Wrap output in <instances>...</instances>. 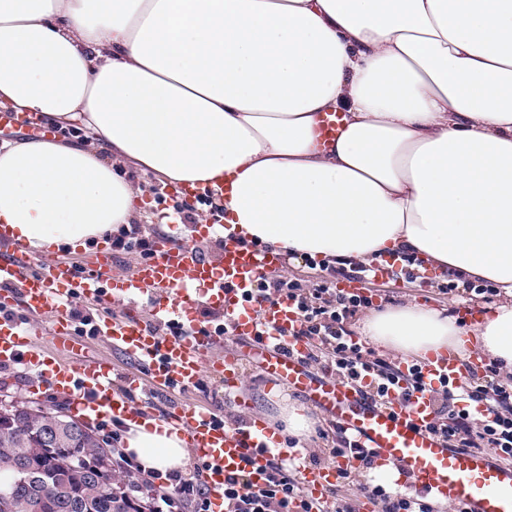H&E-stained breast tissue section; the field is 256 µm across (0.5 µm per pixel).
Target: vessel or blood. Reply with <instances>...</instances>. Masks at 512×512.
Here are the masks:
<instances>
[{
    "instance_id": "b4317fda",
    "label": "vessel or blood",
    "mask_w": 512,
    "mask_h": 512,
    "mask_svg": "<svg viewBox=\"0 0 512 512\" xmlns=\"http://www.w3.org/2000/svg\"><path fill=\"white\" fill-rule=\"evenodd\" d=\"M342 126L340 113L322 118L317 138L329 146ZM157 256L139 264L130 277L110 276L111 252H102L97 273L82 277L66 263L41 271L23 244H15L10 259L0 260V309L19 307L26 314L53 312L52 334L71 335L67 306L74 297L109 303L138 297L152 304V323L134 316L107 315L97 320L101 337L113 349L143 364L153 389L172 386L193 390L202 376L214 377L225 387H236L238 358L216 353L218 337L201 333L196 319L199 301L228 317L233 338L248 341L263 357L264 373L306 397L335 418L360 445L374 449L380 464H395L404 487L425 491L467 512H512V464L493 462L489 455L445 448L428 429L432 421L429 396L414 399L411 408H388L367 398L358 387L332 378H312L301 356L305 341L292 334L298 316L288 299L262 306V316L243 306V299L259 273L276 268L281 258L274 252L244 248L229 241L217 258L202 257L196 245L172 248L157 242ZM179 319L182 335L163 336L154 325ZM20 363L35 371L43 385L69 395L76 409L96 418L119 417L136 421L144 409L133 406L118 389L112 369L97 362H71L48 356L33 331L0 316V364ZM459 357L443 353L427 360L429 379L459 377ZM168 423L183 427L194 456L206 465L204 480L213 512H224V480L246 472L250 481L265 484L264 465L278 452L281 441L264 422L251 420L245 432L215 425L210 411L180 406L167 416ZM349 461L337 458L328 465L301 472L313 497L324 496Z\"/></svg>"
}]
</instances>
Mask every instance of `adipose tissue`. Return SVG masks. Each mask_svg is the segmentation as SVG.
<instances>
[{
  "label": "adipose tissue",
  "instance_id": "1",
  "mask_svg": "<svg viewBox=\"0 0 512 512\" xmlns=\"http://www.w3.org/2000/svg\"><path fill=\"white\" fill-rule=\"evenodd\" d=\"M0 107L88 136L0 144V223L32 252L142 219L132 165L218 190L225 224L286 253L497 285L471 328L410 302L355 331L512 372V0H0ZM122 444L155 472L187 453L150 419ZM342 126V116L340 113L327 112L322 117L321 124L318 128V142L323 147H328L330 142L336 139Z\"/></svg>",
  "mask_w": 512,
  "mask_h": 512
}]
</instances>
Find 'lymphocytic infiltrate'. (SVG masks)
<instances>
[{
    "instance_id": "lymphocytic-infiltrate-1",
    "label": "lymphocytic infiltrate",
    "mask_w": 512,
    "mask_h": 512,
    "mask_svg": "<svg viewBox=\"0 0 512 512\" xmlns=\"http://www.w3.org/2000/svg\"><path fill=\"white\" fill-rule=\"evenodd\" d=\"M113 256L131 255L145 262L155 255L156 237L144 224H132L109 239ZM309 268L323 271L319 283L278 273H261L257 278V302L285 298L299 314L296 336L305 340L306 367L317 369L337 381L360 386L373 401L399 396L408 404L415 393L431 396L433 419L430 430L445 446L457 451L479 452L498 462L512 464V376H502L495 362L467 368L463 382L443 378L427 383L420 363L401 368L398 362L363 343L353 341L350 321L371 308L373 298L363 292L337 288V279L363 281L373 271L355 264L334 267L310 257ZM358 460L355 469L341 471L334 487L315 499L307 492L299 470L287 456L268 461L265 485H252L245 475L229 477L224 483V512H358L360 500L377 506L378 512H446V503L419 491L390 493L378 483L360 481L361 473L376 469V453L348 437L330 448L307 454L306 465L318 468L337 457ZM356 485V497L340 490ZM112 485L125 498L127 512H210L202 466L192 462L189 472L174 470L164 481L145 473L136 455L116 447L112 450Z\"/></svg>"
}]
</instances>
